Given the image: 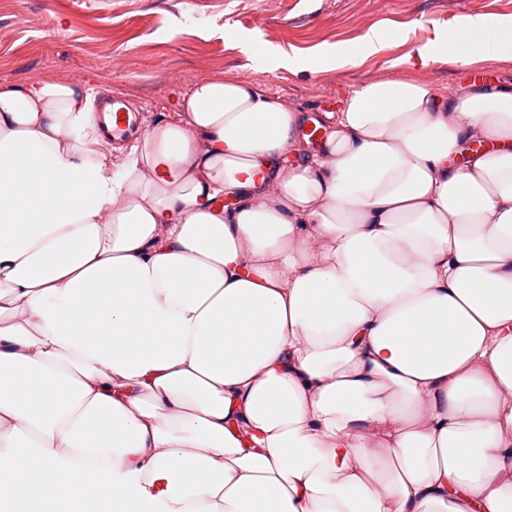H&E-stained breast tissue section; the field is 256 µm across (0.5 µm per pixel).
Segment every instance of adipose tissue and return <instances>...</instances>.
<instances>
[{"instance_id":"1","label":"adipose tissue","mask_w":512,"mask_h":512,"mask_svg":"<svg viewBox=\"0 0 512 512\" xmlns=\"http://www.w3.org/2000/svg\"><path fill=\"white\" fill-rule=\"evenodd\" d=\"M179 109L115 169L91 88L0 81V505L512 512V88Z\"/></svg>"}]
</instances>
